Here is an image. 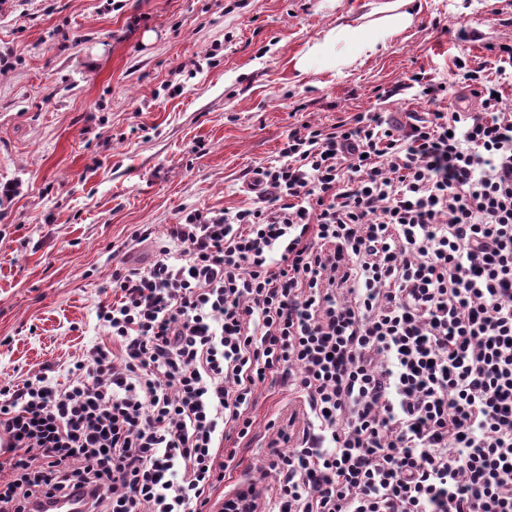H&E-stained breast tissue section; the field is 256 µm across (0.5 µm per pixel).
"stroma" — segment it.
Returning <instances> with one entry per match:
<instances>
[{
	"label": "stroma",
	"instance_id": "35a3bbf8",
	"mask_svg": "<svg viewBox=\"0 0 512 512\" xmlns=\"http://www.w3.org/2000/svg\"><path fill=\"white\" fill-rule=\"evenodd\" d=\"M367 2L0 0V382H67L118 260H152L183 212L254 203L289 129L405 121L425 108L411 73L443 81L512 42V0H414L353 64L299 71L336 26L381 24Z\"/></svg>",
	"mask_w": 512,
	"mask_h": 512
}]
</instances>
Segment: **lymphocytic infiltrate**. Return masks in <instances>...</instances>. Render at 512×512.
Listing matches in <instances>:
<instances>
[{
	"instance_id": "lymphocytic-infiltrate-1",
	"label": "lymphocytic infiltrate",
	"mask_w": 512,
	"mask_h": 512,
	"mask_svg": "<svg viewBox=\"0 0 512 512\" xmlns=\"http://www.w3.org/2000/svg\"><path fill=\"white\" fill-rule=\"evenodd\" d=\"M405 86L426 111L292 128L257 206L118 262L68 383L0 384V512H211L276 379L309 417L256 460L277 512H512V107L460 57Z\"/></svg>"
}]
</instances>
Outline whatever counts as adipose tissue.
<instances>
[{
	"label": "adipose tissue",
	"mask_w": 512,
	"mask_h": 512,
	"mask_svg": "<svg viewBox=\"0 0 512 512\" xmlns=\"http://www.w3.org/2000/svg\"><path fill=\"white\" fill-rule=\"evenodd\" d=\"M410 13L397 15L394 20L384 28L364 33L362 28L348 24L337 26L325 37L323 43L315 45L307 54L308 60L316 61L326 67H333L336 64V47L344 45L347 53L345 62H352L368 51L374 50L379 40L395 34L401 27L410 23Z\"/></svg>",
	"instance_id": "obj_1"
}]
</instances>
